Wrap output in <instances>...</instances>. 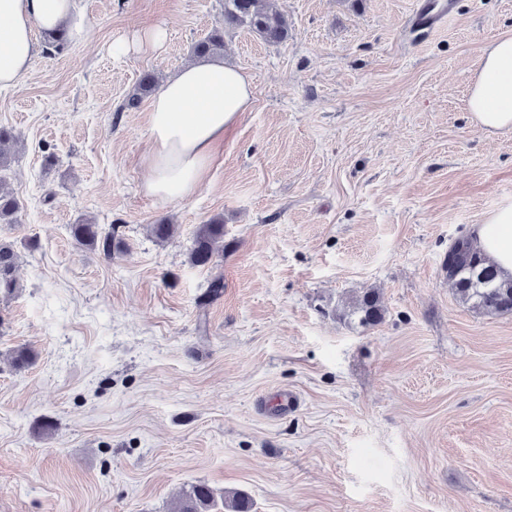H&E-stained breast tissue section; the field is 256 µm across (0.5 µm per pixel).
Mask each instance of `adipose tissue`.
Masks as SVG:
<instances>
[{"mask_svg": "<svg viewBox=\"0 0 512 512\" xmlns=\"http://www.w3.org/2000/svg\"><path fill=\"white\" fill-rule=\"evenodd\" d=\"M65 29L85 42L90 19L83 0H0V90L16 87L30 69L36 31ZM252 105L248 77L220 60L190 62L168 76L150 103L149 150L141 162L146 194L178 200L195 190L212 165L224 131ZM468 107L488 131L512 130V35L485 49ZM475 244L504 276L512 277V204L473 225Z\"/></svg>", "mask_w": 512, "mask_h": 512, "instance_id": "obj_1", "label": "adipose tissue"}]
</instances>
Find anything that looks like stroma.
Here are the masks:
<instances>
[{
	"label": "stroma",
	"instance_id": "stroma-1",
	"mask_svg": "<svg viewBox=\"0 0 512 512\" xmlns=\"http://www.w3.org/2000/svg\"><path fill=\"white\" fill-rule=\"evenodd\" d=\"M412 2L277 0L289 34L268 44L223 27L224 0H85L89 41L0 91L22 201L0 224L19 255L0 297V512H170L197 483L251 512H512V316L463 306L441 268L512 203V131L467 107L512 0H456L419 43ZM219 26L254 103L203 186L146 196L150 103H123ZM155 27L163 47L139 50ZM215 217L224 252L192 266ZM87 218L112 257L76 244ZM162 218L177 231L160 245ZM370 289L385 317L365 327L352 302ZM281 390L294 411L260 412ZM223 223V219L213 218L207 224H201L197 228L187 253L189 264L205 267L213 263L218 254L217 244L224 242Z\"/></svg>",
	"mask_w": 512,
	"mask_h": 512
}]
</instances>
